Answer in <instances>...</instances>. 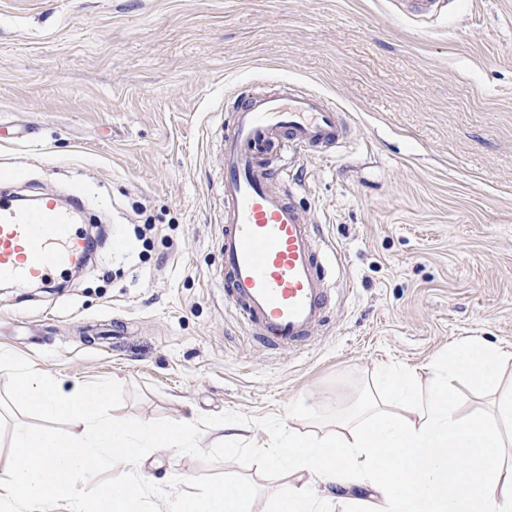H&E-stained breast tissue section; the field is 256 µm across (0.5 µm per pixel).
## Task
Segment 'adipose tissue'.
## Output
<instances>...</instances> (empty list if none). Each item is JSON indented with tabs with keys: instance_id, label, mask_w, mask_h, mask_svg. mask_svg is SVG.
Masks as SVG:
<instances>
[{
	"instance_id": "adipose-tissue-1",
	"label": "adipose tissue",
	"mask_w": 512,
	"mask_h": 512,
	"mask_svg": "<svg viewBox=\"0 0 512 512\" xmlns=\"http://www.w3.org/2000/svg\"><path fill=\"white\" fill-rule=\"evenodd\" d=\"M500 348L475 338L451 347L429 388L412 372L390 370L380 396L338 415L332 438L312 441L278 435L255 455L288 466L301 480L285 485L272 512H329L312 480L333 485L334 500L358 512H512V388H501ZM468 378L495 392L496 419L463 420L451 407L454 379ZM410 404L414 419L394 413ZM368 497H361V490Z\"/></svg>"
}]
</instances>
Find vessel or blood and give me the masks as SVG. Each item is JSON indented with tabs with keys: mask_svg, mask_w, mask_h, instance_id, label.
Returning a JSON list of instances; mask_svg holds the SVG:
<instances>
[{
	"mask_svg": "<svg viewBox=\"0 0 512 512\" xmlns=\"http://www.w3.org/2000/svg\"><path fill=\"white\" fill-rule=\"evenodd\" d=\"M345 136L327 99L286 87L246 95L224 131V298L250 330L284 350L325 323L332 286L317 225L290 190L273 187L267 160L297 146L327 152ZM85 247L71 209L56 195H43L31 209L0 193L1 280H46L82 263Z\"/></svg>",
	"mask_w": 512,
	"mask_h": 512,
	"instance_id": "vessel-or-blood-1",
	"label": "vessel or blood"
}]
</instances>
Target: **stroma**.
<instances>
[{"label": "stroma", "mask_w": 512, "mask_h": 512, "mask_svg": "<svg viewBox=\"0 0 512 512\" xmlns=\"http://www.w3.org/2000/svg\"><path fill=\"white\" fill-rule=\"evenodd\" d=\"M0 0V170L15 195L79 193L99 236L51 289L0 292V350L63 386L113 380L119 419L283 417L323 436L384 367L428 382L478 337L510 352L512 0ZM336 105L329 152H289L288 188L336 251L327 321L290 351L224 301L221 150L245 93ZM151 217V248L134 228ZM144 477L235 473L269 512L286 478L170 448Z\"/></svg>", "instance_id": "obj_1"}]
</instances>
